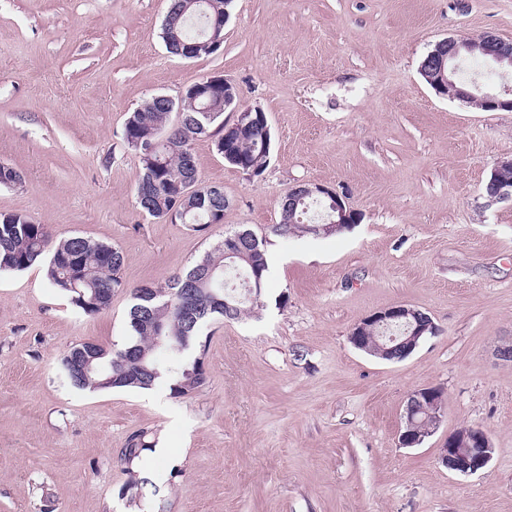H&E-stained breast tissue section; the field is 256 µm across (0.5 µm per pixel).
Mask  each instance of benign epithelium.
Listing matches in <instances>:
<instances>
[{
    "label": "benign epithelium",
    "mask_w": 512,
    "mask_h": 512,
    "mask_svg": "<svg viewBox=\"0 0 512 512\" xmlns=\"http://www.w3.org/2000/svg\"><path fill=\"white\" fill-rule=\"evenodd\" d=\"M480 55L500 67L512 68V39L501 38L491 32H484L476 38L461 39L448 37L436 43L423 63L424 71L438 93L466 103H471L487 112H512V89L505 88L496 93L478 96L471 87L459 85L452 76L457 74V61L467 56ZM194 97L205 96L208 103L200 108L202 112H223L239 97L236 85L222 76L211 75L189 87ZM482 196L488 202L512 201V157L500 159L491 170ZM307 198L329 201L335 219L322 224L317 231L329 235L352 227L361 220V214L350 208L345 197L335 190L321 185L301 183L288 190L282 201L281 212L294 214L298 205ZM251 232L237 231L224 239V256L233 261L241 256L243 244L250 241ZM393 326L403 329V335L389 337V343L381 345L375 356L392 361L411 355L427 336L436 334L437 327L431 317L407 304L396 305L376 311L355 325L349 335L351 344L365 349L364 338L370 332H380ZM99 358L96 342L84 341L73 360V370L84 373L92 368V362ZM427 403L434 408L444 406V395L437 387L414 390L407 398L403 431L399 443L403 447L421 445L425 438L433 435L438 425L417 427L415 415L418 407ZM493 446L488 431L476 427L468 432L454 431L442 442L438 459L449 471L460 475H473L487 467L492 459Z\"/></svg>",
    "instance_id": "obj_1"
}]
</instances>
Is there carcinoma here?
Returning a JSON list of instances; mask_svg holds the SVG:
<instances>
[{"instance_id": "1", "label": "carcinoma", "mask_w": 512, "mask_h": 512, "mask_svg": "<svg viewBox=\"0 0 512 512\" xmlns=\"http://www.w3.org/2000/svg\"><path fill=\"white\" fill-rule=\"evenodd\" d=\"M217 6L197 3L195 0H171L162 24L161 38L168 53L179 55L180 43L206 41V31L215 12L230 9L228 0H213ZM208 103L200 98L194 102L184 100V111L177 116L164 111L156 98L147 100L139 109L131 112L124 126V139L128 147L143 152L145 144L156 140L154 133L164 132V139L154 154L152 166L140 161L136 175L135 191L138 206L147 215L164 219L176 215L185 224L210 225L211 217L220 216L224 209V192L213 184H204L202 194L177 201L188 181L199 177L192 145L202 136L215 137L214 145L219 155L242 158L260 175L265 167L269 149L264 140L262 127L255 125L235 137L224 136V113L216 112L212 117L197 111ZM329 202L305 200L298 205L295 223L287 222L275 227L281 236H308L320 238L315 225L330 223ZM255 251L245 254L233 262L224 257V243H218L207 252L200 262L213 269L210 281L193 286V316L189 319L177 313L181 302L179 291L186 275H177L160 286L157 294L145 300L132 294L133 304L129 310V324L133 331L131 344L139 346L145 354L146 365L154 373L145 378L129 379L127 371L131 364L126 360L125 349H103V357L94 361L95 369L84 378L69 377L73 386L86 389L99 388L106 377L113 378V388L150 389L163 375L154 354L167 351L170 343L181 339L192 343L199 336L201 326L208 321L239 320L245 316L257 299L246 298L247 281L259 276L266 281L268 259L266 241L258 239ZM47 262V277L57 290L67 294L71 303L89 315L107 310L112 294L125 288L122 278L124 254L110 244L73 236L53 240L48 228L31 217L19 213H0V271H22L31 266ZM236 306L233 315H226L215 302L214 296ZM152 322L163 343L151 338L152 332L143 327V322ZM170 390L182 397L201 387L207 380L206 372H197L195 362L186 363L172 370ZM151 449L145 435L132 436L121 453V459L132 463L142 452Z\"/></svg>"}]
</instances>
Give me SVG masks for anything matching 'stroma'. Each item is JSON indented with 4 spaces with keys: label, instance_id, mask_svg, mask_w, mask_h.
Listing matches in <instances>:
<instances>
[{
    "label": "stroma",
    "instance_id": "obj_1",
    "mask_svg": "<svg viewBox=\"0 0 512 512\" xmlns=\"http://www.w3.org/2000/svg\"><path fill=\"white\" fill-rule=\"evenodd\" d=\"M170 0H0V212L55 239L125 255V289L88 315L45 265L0 272V512H512V203L482 187L512 155V112H485L426 83L420 64L448 36L512 39V0H233L224 43L165 50ZM206 75L237 85L272 135L261 176L211 138L193 154L222 186L224 221L203 229L142 212L130 112ZM345 195L359 224L327 238L279 236L296 183ZM245 227L275 264L258 306L204 324L169 367L202 358L206 383L173 396L79 389L62 359L131 337V290L163 284ZM408 304L438 328L409 357L355 349L362 318ZM445 395L435 435L400 447L408 395ZM487 430L493 457L463 476L438 460L448 434ZM145 433L152 450L119 455Z\"/></svg>",
    "mask_w": 512,
    "mask_h": 512
}]
</instances>
